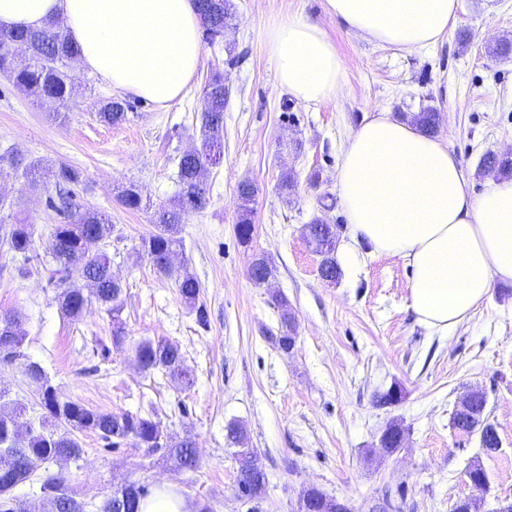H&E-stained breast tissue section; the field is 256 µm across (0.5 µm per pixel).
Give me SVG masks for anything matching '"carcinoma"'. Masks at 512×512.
Returning <instances> with one entry per match:
<instances>
[{"label": "carcinoma", "instance_id": "1", "mask_svg": "<svg viewBox=\"0 0 512 512\" xmlns=\"http://www.w3.org/2000/svg\"><path fill=\"white\" fill-rule=\"evenodd\" d=\"M203 28V41L208 46L223 42L224 29L229 27L234 17L231 0H195ZM24 46L28 51L23 64L15 61L14 49ZM76 56L69 33L59 23L40 30L14 31L0 29V75L7 77L15 87L33 100L44 103H63L70 99L74 78L67 71V62ZM224 72L220 68L210 69L202 93L203 104L197 120L202 132L201 145L185 150L178 159V178L181 190L168 206L154 210L151 224L154 231L141 239V251L150 259L154 272L161 278H175L182 300L191 308H197L199 319H204L202 308L196 307L200 295V283L188 268H172L171 256L181 245L180 225L188 216L206 209L209 203V188L203 170L219 163L223 156L224 139ZM126 103L115 97L100 103L98 116L101 121L116 125L125 120ZM411 122L420 126L426 134L436 133L439 115L427 108L411 116ZM502 179L512 178V158L497 160L481 167ZM24 177L29 189H47V179H52L55 187H72L82 182L81 173L74 167L60 163L47 169L37 162L24 167ZM254 185L243 181L238 185V208L236 234L246 243L252 239ZM120 203L130 210L142 208V199L136 186L125 188L119 198ZM48 205L63 215V221L54 225L51 233L50 249L56 261V274L61 292L57 301L61 312L74 320L79 319L90 298H95L112 312V318L119 319L123 307L122 286L112 274L111 262L101 249V243L112 233L109 218L96 210H73L69 208L63 193L57 198H49ZM307 242L315 252L323 255L320 266L321 277L335 281L339 275L334 257L336 233L332 225L314 222L305 225ZM5 241L10 251L21 257L19 271L28 273L27 263L34 245V225L25 218H16L5 232ZM253 280L262 284L273 274L272 267L265 257H257L252 262ZM94 281V294L84 293V289L71 283L73 277ZM26 336L20 329L19 319L13 315H0V360H14L21 356V348ZM135 356L146 372L164 370L172 376L183 374V354L178 345L159 340H144L135 348ZM29 378L41 380L40 405L45 415L40 422V430H29L22 434L14 432V420L25 411V406L13 402L0 403V512H28L23 501L14 490L32 477L29 461L39 458L44 463L61 457L79 459L82 448L78 434L94 432L109 444H118L133 439L142 447L172 460L180 469H194L197 458L192 442L182 445L158 448L159 440L166 433L161 422L151 415L112 414L90 409L85 405L59 398L56 389L49 383L47 373L36 362L25 364ZM486 398L481 396L463 411H455L453 427L466 432L478 433L482 447L498 450V433L488 422ZM226 436L230 443L238 447L235 451L238 465V488L242 497L248 500L259 499L263 495L264 474L259 471L247 448V432L243 424L231 422L226 426ZM404 430L392 422L383 431L379 447L388 454L403 448ZM40 489L43 493V512H82V503L77 501L70 487L69 479L59 471L44 469L40 476ZM147 491L145 487L130 483L112 493L100 512H140L141 500ZM308 512H335L334 498L316 487L307 491Z\"/></svg>", "mask_w": 512, "mask_h": 512}]
</instances>
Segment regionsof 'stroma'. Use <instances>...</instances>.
<instances>
[{
	"instance_id": "obj_1",
	"label": "stroma",
	"mask_w": 512,
	"mask_h": 512,
	"mask_svg": "<svg viewBox=\"0 0 512 512\" xmlns=\"http://www.w3.org/2000/svg\"><path fill=\"white\" fill-rule=\"evenodd\" d=\"M235 18L219 49L204 48L194 82L168 106L128 97L117 125L97 116L111 86L71 63L76 78L65 116L40 104L0 76V160L19 155L51 167L78 169L80 207L109 215L112 233L103 250L123 287V308L112 317L98 303L82 318L61 315L50 254L59 221L47 194L22 178L0 183L9 216L35 227L26 275L0 239V314L18 317L26 334L24 360L0 363V388L25 405L24 419L39 421L40 388L24 373L25 361L47 372L61 399L112 414L154 413L173 441L192 440L198 465L180 470L160 454L125 440L111 449L94 433L80 436L83 454L62 467L84 512L129 482L171 485L185 498L207 500L213 512H297L302 489L315 486L347 500L354 512H382L386 491L403 489L399 512H450L457 498L480 495V512L512 501V284L494 283L479 308L448 334L422 327L410 307L411 273L396 257L364 258L341 267L335 283L319 275L320 258L304 239L313 219L335 225L338 243L347 228L336 174L352 131L374 112L393 118L431 108L437 132L459 158L475 191L489 175L482 156L512 148V58L491 54L494 42L512 40V0H463L448 32L421 51L407 52L350 32L326 11L325 0H232ZM302 16L319 23L346 66L336 99L306 104L277 82L264 47L275 21ZM224 72V157L207 174L210 202L182 224L187 265L201 285L200 309L187 306L174 280L159 277L140 249L153 226L149 210L119 201L136 185L151 208L179 191V155L199 143L195 113L212 65ZM292 174L295 187L278 183ZM254 183V233L236 235V189ZM265 256L273 275L255 283L250 265ZM296 323V344L283 353L274 342L281 315ZM122 325L121 341L112 338ZM177 343L189 381L139 369L134 349L144 340ZM399 385V404L379 408L377 390ZM486 394V414L501 446L489 454L478 435L453 429L451 417L471 389ZM242 422L269 487L256 502L238 491L228 422ZM405 428L403 450L384 455L379 435L390 422ZM487 475L476 493L466 478L471 465Z\"/></svg>"
}]
</instances>
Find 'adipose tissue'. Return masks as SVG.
Masks as SVG:
<instances>
[{
	"mask_svg": "<svg viewBox=\"0 0 512 512\" xmlns=\"http://www.w3.org/2000/svg\"><path fill=\"white\" fill-rule=\"evenodd\" d=\"M460 0H326L349 31L417 51L442 38ZM63 21L79 64L112 88L158 105L197 75L201 25L195 0H0V28ZM265 47L279 85L319 104L342 91L345 63L322 27L274 22ZM349 240L342 259L394 256L412 270L419 323L445 332L477 309L494 282L512 283V182L474 194L447 145L378 111L350 135L337 170Z\"/></svg>",
	"mask_w": 512,
	"mask_h": 512,
	"instance_id": "1",
	"label": "adipose tissue"
}]
</instances>
